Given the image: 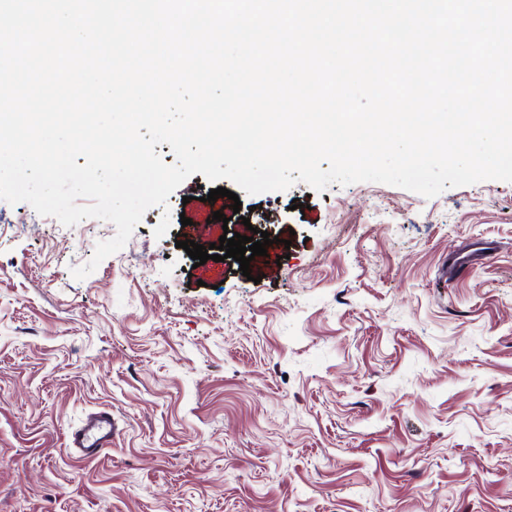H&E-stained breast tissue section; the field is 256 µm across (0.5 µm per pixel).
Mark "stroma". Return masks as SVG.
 Returning <instances> with one entry per match:
<instances>
[{
	"instance_id": "1",
	"label": "stroma",
	"mask_w": 512,
	"mask_h": 512,
	"mask_svg": "<svg viewBox=\"0 0 512 512\" xmlns=\"http://www.w3.org/2000/svg\"><path fill=\"white\" fill-rule=\"evenodd\" d=\"M213 185L81 280L114 224L0 200V512H512V183ZM252 226L248 278L175 243ZM112 415L107 410L92 413L86 423L72 434L70 450L91 454L112 444Z\"/></svg>"
}]
</instances>
